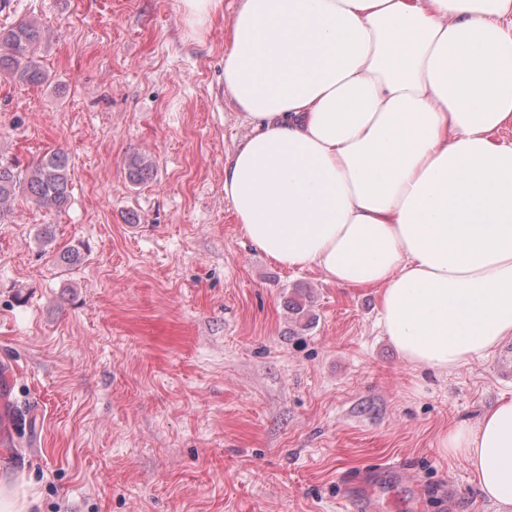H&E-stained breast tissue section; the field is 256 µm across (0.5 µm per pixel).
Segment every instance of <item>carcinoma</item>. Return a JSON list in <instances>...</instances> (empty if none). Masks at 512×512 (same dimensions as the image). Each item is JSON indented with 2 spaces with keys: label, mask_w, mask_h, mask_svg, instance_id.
<instances>
[{
  "label": "carcinoma",
  "mask_w": 512,
  "mask_h": 512,
  "mask_svg": "<svg viewBox=\"0 0 512 512\" xmlns=\"http://www.w3.org/2000/svg\"><path fill=\"white\" fill-rule=\"evenodd\" d=\"M42 39L40 25L25 20L0 31V75L6 74L20 83L38 85L48 74L37 60ZM125 166L131 183L149 179L152 163L140 154L130 155ZM24 193L33 204L53 214L64 209L71 200L72 180L67 153L53 151L36 163L22 169L14 161L0 159V221L8 216L18 194Z\"/></svg>",
  "instance_id": "carcinoma-1"
}]
</instances>
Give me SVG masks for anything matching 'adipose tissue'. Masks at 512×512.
I'll list each match as a JSON object with an SVG mask.
<instances>
[{"mask_svg":"<svg viewBox=\"0 0 512 512\" xmlns=\"http://www.w3.org/2000/svg\"><path fill=\"white\" fill-rule=\"evenodd\" d=\"M224 85L249 129L224 198L254 247L378 289L414 367L512 339V0H240ZM440 448L512 504V398Z\"/></svg>","mask_w":512,"mask_h":512,"instance_id":"1","label":"adipose tissue"}]
</instances>
